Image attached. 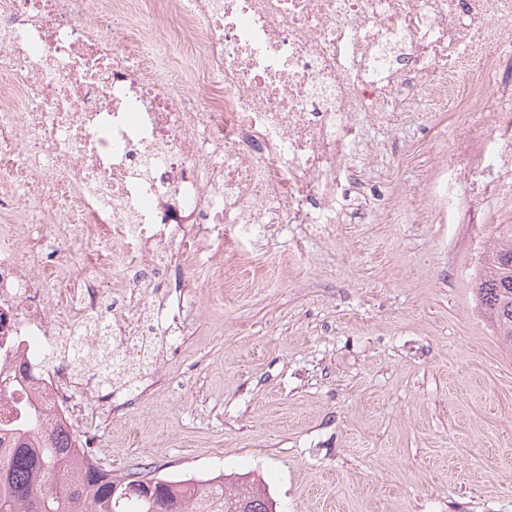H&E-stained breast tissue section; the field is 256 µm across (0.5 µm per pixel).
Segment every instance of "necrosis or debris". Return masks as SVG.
I'll list each match as a JSON object with an SVG mask.
<instances>
[{"mask_svg":"<svg viewBox=\"0 0 512 512\" xmlns=\"http://www.w3.org/2000/svg\"><path fill=\"white\" fill-rule=\"evenodd\" d=\"M490 45L512 58V0H0V383L51 428L111 413L55 348L170 335L190 268L223 270L226 226L346 223L367 128L416 101L494 112L511 204Z\"/></svg>","mask_w":512,"mask_h":512,"instance_id":"obj_1","label":"necrosis or debris"}]
</instances>
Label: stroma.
Listing matches in <instances>:
<instances>
[{
  "label": "stroma",
  "mask_w": 512,
  "mask_h": 512,
  "mask_svg": "<svg viewBox=\"0 0 512 512\" xmlns=\"http://www.w3.org/2000/svg\"><path fill=\"white\" fill-rule=\"evenodd\" d=\"M374 134L367 190L387 214L224 256L234 287L192 272L201 301L185 335L154 341L128 397L87 442L114 475L260 478L276 512H512V352L478 309L473 279L512 207L498 173L460 179L447 220L406 221L443 162L491 151L490 125L452 140L430 118Z\"/></svg>",
  "instance_id": "obj_1"
}]
</instances>
